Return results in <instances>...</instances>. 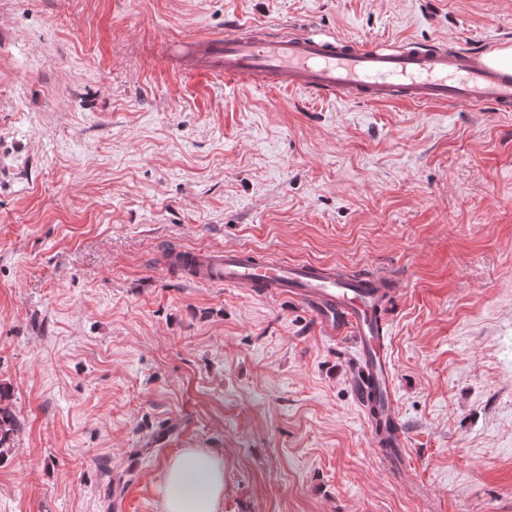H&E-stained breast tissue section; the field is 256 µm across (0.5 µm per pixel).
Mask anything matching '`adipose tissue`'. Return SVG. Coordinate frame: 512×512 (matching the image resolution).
<instances>
[{
    "instance_id": "obj_1",
    "label": "adipose tissue",
    "mask_w": 512,
    "mask_h": 512,
    "mask_svg": "<svg viewBox=\"0 0 512 512\" xmlns=\"http://www.w3.org/2000/svg\"><path fill=\"white\" fill-rule=\"evenodd\" d=\"M223 502V456L189 450L168 465L162 512H220Z\"/></svg>"
}]
</instances>
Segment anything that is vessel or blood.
I'll return each mask as SVG.
<instances>
[{
    "label": "vessel or blood",
    "instance_id": "1",
    "mask_svg": "<svg viewBox=\"0 0 512 512\" xmlns=\"http://www.w3.org/2000/svg\"><path fill=\"white\" fill-rule=\"evenodd\" d=\"M186 54L228 82H254L314 99L373 103L491 105L512 112V69L494 64L490 47L363 46L332 35L242 26L220 38L190 43ZM173 260L198 283L274 291L305 304L328 333L349 331L358 345L353 383L387 470L405 473L406 437L399 418L379 274L333 275L310 261L277 260L237 248L177 250Z\"/></svg>",
    "mask_w": 512,
    "mask_h": 512
}]
</instances>
